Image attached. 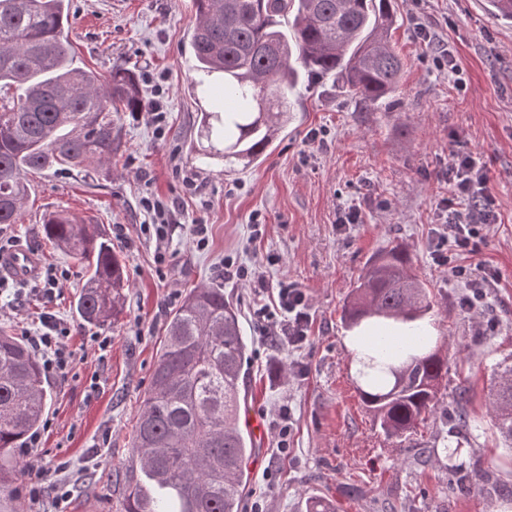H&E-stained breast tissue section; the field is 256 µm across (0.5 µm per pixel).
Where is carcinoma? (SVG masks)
<instances>
[{
  "label": "carcinoma",
  "instance_id": "cac0c4a2",
  "mask_svg": "<svg viewBox=\"0 0 512 512\" xmlns=\"http://www.w3.org/2000/svg\"><path fill=\"white\" fill-rule=\"evenodd\" d=\"M512 23V0H486ZM190 46L212 97L201 132L224 163L262 158L293 111L301 74L336 79L352 99L376 106L399 88L402 63L390 44L391 0H194ZM65 0H0V224L19 222L30 170L82 169L112 160L120 147L112 113L142 112L135 73L115 65L109 77L74 66L64 34ZM222 145L215 149L212 142ZM45 238L86 264L74 303L77 319L106 327L123 312L126 262L93 224L48 221ZM434 302L396 246L370 259L344 305L354 328L369 317L425 318ZM373 338L374 356L357 373L361 401L387 438L414 433L439 405L448 358ZM247 342L240 312L224 289H193L171 315L152 385L143 400L131 463L174 493L148 501L140 482L126 487L125 512H245L249 434L239 425ZM503 445L512 451V364L500 365L492 394ZM47 408L42 366L26 344L0 331V487L9 485L14 451L37 430ZM448 491L480 494L488 477L470 443L469 416L444 411Z\"/></svg>",
  "mask_w": 512,
  "mask_h": 512
}]
</instances>
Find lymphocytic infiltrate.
I'll return each instance as SVG.
<instances>
[{"label": "lymphocytic infiltrate", "mask_w": 512, "mask_h": 512, "mask_svg": "<svg viewBox=\"0 0 512 512\" xmlns=\"http://www.w3.org/2000/svg\"><path fill=\"white\" fill-rule=\"evenodd\" d=\"M438 208L448 229L438 235L437 262L447 267L451 281L463 285V308L480 311L486 290L497 277L490 269L465 264L464 258L478 252L484 229L496 223L498 214L495 199L486 189L485 165L479 158L453 155L448 164V195ZM256 315L267 322L264 335L286 337L292 347L307 341L313 322L305 293L291 283L280 284L274 307H261ZM23 334L46 372L62 374L72 366L74 355L67 345L71 329L63 322L48 314L39 326L24 329Z\"/></svg>", "instance_id": "obj_1"}]
</instances>
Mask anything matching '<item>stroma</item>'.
<instances>
[{"mask_svg": "<svg viewBox=\"0 0 512 512\" xmlns=\"http://www.w3.org/2000/svg\"><path fill=\"white\" fill-rule=\"evenodd\" d=\"M66 3L75 66L105 77L125 65L146 100L163 76L166 122L159 131L146 116L118 113L120 147L110 164L29 173L19 223L0 228L69 272L51 302L26 293L0 297V328L18 336L23 324L52 313L70 327L75 353L71 370L48 376L41 445L19 459L43 466L40 496L28 498L23 469L0 494V512H124L133 428L166 321L191 289L213 285L237 303L247 338L240 425L250 429L257 419L268 434L253 441L247 503L301 512L315 494L334 500L338 512H512V453L497 445L490 406L495 367L512 354V26L492 18L483 0H393L391 44L404 62L395 106L359 104L330 78L299 85L294 110L265 156L228 167L204 155L198 137L207 100L189 88L194 0ZM421 23L430 41L419 38ZM446 46L457 73L432 64ZM313 129L325 131L324 142L310 141ZM456 152L484 157L497 203V223L467 259L499 275L478 317L461 307V288L435 260L437 205L448 194L445 172ZM184 173L194 175L196 191L183 187ZM146 198L172 207L164 243L145 228ZM349 206L358 223L337 227L338 211ZM66 210L100 225L126 261L125 310L114 325H83L72 312L86 269L43 233L46 216ZM200 223L208 226L203 246ZM394 246L408 252L435 301L427 319L448 357L440 403L466 395L471 446L491 474L484 494L449 495L443 456L418 463L416 449L443 444L441 413L409 437L388 440L356 389L343 305L369 258ZM228 263L262 273L269 292L225 277ZM283 282L301 288L312 306L310 335L296 349L266 339L255 315ZM97 336L109 339L106 351L94 344ZM284 414L290 433L281 452L276 426ZM65 461L68 470L54 471ZM62 486L70 491L64 504L57 501Z\"/></svg>", "mask_w": 512, "mask_h": 512, "instance_id": "35a3bbf8", "label": "stroma"}]
</instances>
